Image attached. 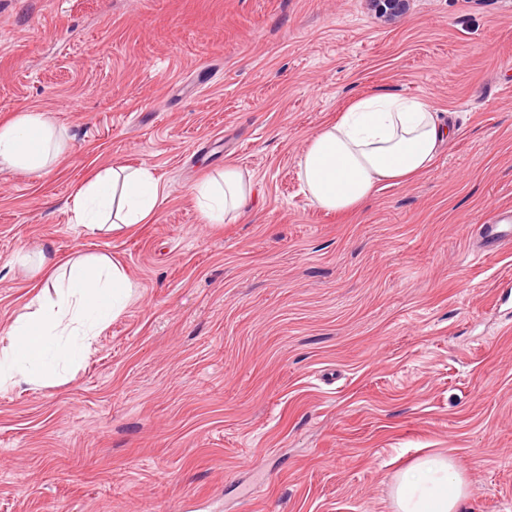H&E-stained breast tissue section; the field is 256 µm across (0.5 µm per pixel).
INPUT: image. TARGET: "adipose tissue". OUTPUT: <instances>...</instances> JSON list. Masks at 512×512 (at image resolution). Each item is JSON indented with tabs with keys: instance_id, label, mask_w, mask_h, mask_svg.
<instances>
[{
	"instance_id": "1",
	"label": "adipose tissue",
	"mask_w": 512,
	"mask_h": 512,
	"mask_svg": "<svg viewBox=\"0 0 512 512\" xmlns=\"http://www.w3.org/2000/svg\"><path fill=\"white\" fill-rule=\"evenodd\" d=\"M453 135L424 98L387 92L356 98L308 141L298 176L309 200L320 208L348 212L381 186L429 170ZM67 143L45 113L24 110L0 124V164L38 173L64 155ZM252 183L235 166L219 179L195 186L205 220L223 223L251 197ZM162 189L148 167L119 165L99 172L74 199L78 224L89 230L131 229L154 211ZM46 256L30 262L46 290L30 300V311L10 329L0 349V389L20 382L47 385L57 380L46 358L56 336H94L126 309L135 285L125 269L104 254H80L61 269ZM471 487L452 457L425 456L392 488L397 512H464Z\"/></svg>"
}]
</instances>
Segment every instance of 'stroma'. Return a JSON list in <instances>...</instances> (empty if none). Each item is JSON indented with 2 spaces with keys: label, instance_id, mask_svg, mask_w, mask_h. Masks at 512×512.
Listing matches in <instances>:
<instances>
[{
  "label": "stroma",
  "instance_id": "35a3bbf8",
  "mask_svg": "<svg viewBox=\"0 0 512 512\" xmlns=\"http://www.w3.org/2000/svg\"><path fill=\"white\" fill-rule=\"evenodd\" d=\"M423 97L454 136L359 210L313 206L297 157L359 95ZM45 112L51 170L0 165V347L40 279L18 255L106 254L137 291L55 384L0 391V512H395L452 456L467 512H512V0H0V122ZM150 167L131 230L75 194ZM238 166L248 209L205 223L196 183ZM374 12L387 20H395L406 15L409 9V0H368ZM162 191L146 166L105 169L78 191L74 199L77 224L91 231L108 223L112 232L131 229L152 214ZM477 233L490 251H498L505 247L511 248L512 245V225L511 224H480Z\"/></svg>",
  "mask_w": 512,
  "mask_h": 512
}]
</instances>
